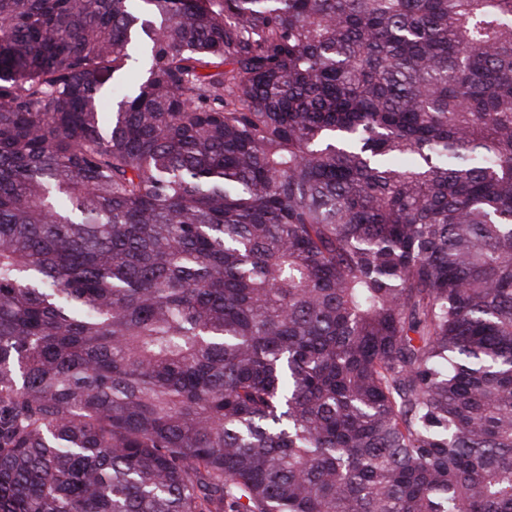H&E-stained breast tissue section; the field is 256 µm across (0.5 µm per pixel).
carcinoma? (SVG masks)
Returning <instances> with one entry per match:
<instances>
[{
  "label": "carcinoma",
  "mask_w": 512,
  "mask_h": 512,
  "mask_svg": "<svg viewBox=\"0 0 512 512\" xmlns=\"http://www.w3.org/2000/svg\"><path fill=\"white\" fill-rule=\"evenodd\" d=\"M0 512H512V0H0Z\"/></svg>",
  "instance_id": "carcinoma-1"
}]
</instances>
